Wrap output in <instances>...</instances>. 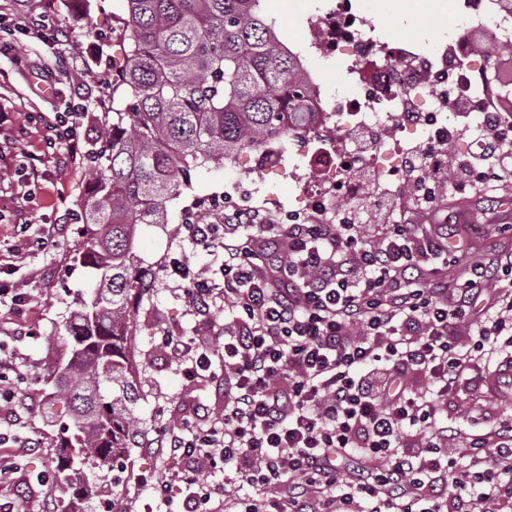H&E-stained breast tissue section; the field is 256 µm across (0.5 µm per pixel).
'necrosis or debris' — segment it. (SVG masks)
Returning <instances> with one entry per match:
<instances>
[{"label":"necrosis or debris","instance_id":"necrosis-or-debris-1","mask_svg":"<svg viewBox=\"0 0 512 512\" xmlns=\"http://www.w3.org/2000/svg\"><path fill=\"white\" fill-rule=\"evenodd\" d=\"M467 7L474 19L471 41L449 37L432 59L405 39L381 42L366 36L364 19L351 0H333L328 12L311 21L307 39L314 54L347 60L345 81L359 92L333 91L313 80L309 101L315 119L310 129L295 135L287 149L260 155V162L275 170L289 161L329 169L330 185L300 186L310 210L335 214L340 195L353 210L371 197L375 177L402 172L403 139L440 143L453 137L455 129L443 114L449 98L459 96L470 100L474 112L470 138L456 157L457 165L467 164L490 145L488 129L512 128V101L500 95L498 79L473 49L488 29L497 40L511 42L512 12L500 0H468ZM355 129L377 141L367 156H360L350 137Z\"/></svg>","mask_w":512,"mask_h":512}]
</instances>
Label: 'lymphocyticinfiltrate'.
Instances as JSON below:
<instances>
[{
    "label": "lymphocytic infiltrate",
    "instance_id": "1",
    "mask_svg": "<svg viewBox=\"0 0 512 512\" xmlns=\"http://www.w3.org/2000/svg\"><path fill=\"white\" fill-rule=\"evenodd\" d=\"M10 35L5 51L31 39L59 54L68 39L47 12H0ZM85 106L75 103L45 125L55 153L80 156ZM497 148L477 154L455 178L469 188L488 172L512 170V133L496 132ZM433 147H408L407 172L425 204L440 178ZM377 240L362 233L361 213L332 220L279 224L256 210L225 211L219 224H184L187 239L224 251L223 286L170 258L193 311L224 302L231 316L224 352L205 337L163 334L164 349L186 377L224 376V417L201 427L165 430L160 450L183 463L192 489L184 512H512V421L483 434L460 435L438 422L435 401L462 383H484L512 366V252L471 264L459 288L431 281L456 236L452 224L417 230L392 223ZM476 315L468 344L456 323ZM467 440L465 470L450 446ZM233 471L253 495L226 499L202 482L204 469Z\"/></svg>",
    "mask_w": 512,
    "mask_h": 512
}]
</instances>
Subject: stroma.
Masks as SVG:
<instances>
[{
    "label": "stroma",
    "mask_w": 512,
    "mask_h": 512,
    "mask_svg": "<svg viewBox=\"0 0 512 512\" xmlns=\"http://www.w3.org/2000/svg\"><path fill=\"white\" fill-rule=\"evenodd\" d=\"M464 0H355V9L366 19L367 31L380 40L394 34L414 38L420 50L439 54L448 42L449 32L465 36L471 20L463 7ZM52 5L59 22L70 29L71 45L86 61L81 73L46 84L38 83L39 72L54 68L56 59L36 41L16 49L15 56L0 55V70L7 78L0 83V110L9 119L0 125V143L17 142L19 149L44 161L41 181V204L31 220L36 224L59 222L66 209H79L88 183V159L80 157L67 166H56L46 147L48 130L33 122L36 113L54 115L64 111L75 89H82L89 117L80 130L82 141L93 137L94 115L99 96L96 75L107 69L120 71L126 61V44L119 36L118 19L124 16L125 0H0V8L15 13L39 12ZM331 0H264L268 15L275 19L283 40L301 43L309 17L325 12ZM319 168H288L280 172L266 168L254 154L242 153L235 163L221 167L201 166L191 173L188 188L167 204V221L163 224H140L136 227L133 251L153 273L148 291L134 304V325L127 339L130 360L142 378L138 412L151 429L142 447L114 464L113 477L120 481L118 495L103 493L96 501L95 512H145L152 505L150 482L164 474L172 487L167 508L183 512L186 491L176 475L179 461L162 454L158 447L161 430L181 418L196 416L201 426H209L224 411V379L190 382L182 375L180 362L158 344L163 332L192 337L202 325L177 291L165 281L162 268L171 257H182L203 276L220 280L224 262L221 249L196 248L182 236L181 226L188 214L203 221L217 218V202L240 208L260 210L277 221H284L291 211H301L305 201L299 194L300 182L320 181ZM398 214L414 224H434L446 216L466 215L472 224L464 251L449 247L448 262L438 271V278L455 281L459 264L484 261L501 251L512 250V177L476 185L465 194L441 187L432 207L413 200L407 187H399L392 199ZM78 225H70L67 239L43 252H21L11 279L17 280L32 296L24 321L37 329L35 337L11 338L13 321L6 307H0V359L11 362L21 375L19 395L14 408L0 411V428L11 429L23 437L40 440L38 452L11 445L10 459L20 470L11 484L0 486V499L25 498L29 512H59L66 500L63 480L65 471L58 464L63 455L60 422L54 414L53 386L46 377L56 363L66 358L65 322L74 309L75 293L91 288L95 282L90 269L73 263L80 248ZM440 416L463 430H471L473 419L489 416L498 422L512 418V392H491L469 385L458 387L450 403L441 405ZM57 471L59 482L48 488L40 486L37 474L45 469Z\"/></svg>",
    "instance_id": "35a3bbf8"
}]
</instances>
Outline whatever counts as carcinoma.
Wrapping results in <instances>:
<instances>
[{
	"mask_svg": "<svg viewBox=\"0 0 512 512\" xmlns=\"http://www.w3.org/2000/svg\"><path fill=\"white\" fill-rule=\"evenodd\" d=\"M263 0H127L126 64L103 82L102 115L82 201L76 260L97 286L76 297L66 321L67 361L50 375L61 416L63 512H94L97 481L139 447L142 381L126 350L130 307L150 276L132 251L138 224H163L181 173L221 167L288 139L307 122L306 87ZM478 52L498 73L512 46ZM97 471L89 479L83 466Z\"/></svg>",
	"mask_w": 512,
	"mask_h": 512,
	"instance_id": "obj_1",
	"label": "carcinoma"
}]
</instances>
